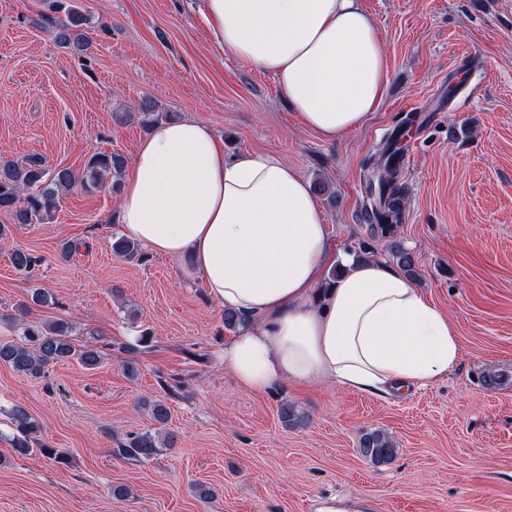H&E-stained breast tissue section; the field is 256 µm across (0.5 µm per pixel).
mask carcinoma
<instances>
[{
  "label": "carcinoma",
  "mask_w": 512,
  "mask_h": 512,
  "mask_svg": "<svg viewBox=\"0 0 512 512\" xmlns=\"http://www.w3.org/2000/svg\"><path fill=\"white\" fill-rule=\"evenodd\" d=\"M46 28L58 30L59 38L68 47L83 51L90 39L88 16L73 5V0H56L52 13L41 16ZM118 121H137L153 128L172 118L169 112H158L151 101L139 104L137 112H121ZM399 139L383 140L376 152L377 158L369 168L367 187L370 197L368 217L372 231L383 238L396 235L405 209V193L398 169L402 148ZM124 158L115 152H97L86 161L82 172L70 167L49 170L42 158L32 156L21 162L0 161V214L16 224L48 222L53 219L61 196L76 185L86 189L104 187L107 176L117 177L124 168ZM112 250L128 259L141 258L138 246L124 237L112 242ZM13 267L27 272L37 259L24 248L13 250ZM73 327L64 321L22 324L18 338L0 339V363L30 378L46 376L54 364L74 359L82 366L93 369L101 361L100 350L94 345L76 346L70 341ZM11 423L17 431L15 449L26 454L34 449L48 458L62 459L59 451L46 444H32L33 435L40 430L39 423L23 407L16 406L10 413ZM360 452L374 462H385L397 452L395 442L376 430L361 436ZM160 452L156 435L150 431L136 433L120 444L118 455L133 459H149Z\"/></svg>",
  "instance_id": "cac0c4a2"
}]
</instances>
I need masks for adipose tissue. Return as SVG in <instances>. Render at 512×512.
Segmentation results:
<instances>
[{"instance_id": "1", "label": "adipose tissue", "mask_w": 512, "mask_h": 512, "mask_svg": "<svg viewBox=\"0 0 512 512\" xmlns=\"http://www.w3.org/2000/svg\"><path fill=\"white\" fill-rule=\"evenodd\" d=\"M216 42L273 76L301 126L335 141L383 101L388 60L360 0H197ZM118 218L125 235L183 262L245 324L224 343L239 388L327 383L374 395L455 370V325L378 260L324 278L336 250L308 180L271 153L224 151L191 117L139 145Z\"/></svg>"}]
</instances>
